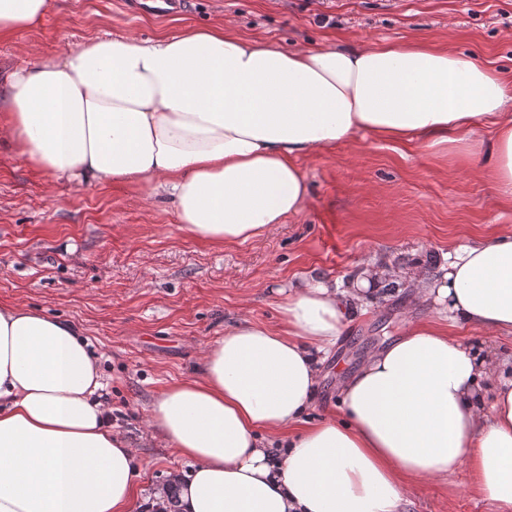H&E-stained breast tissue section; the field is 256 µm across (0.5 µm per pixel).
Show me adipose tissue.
Wrapping results in <instances>:
<instances>
[{
	"mask_svg": "<svg viewBox=\"0 0 512 512\" xmlns=\"http://www.w3.org/2000/svg\"><path fill=\"white\" fill-rule=\"evenodd\" d=\"M48 6L0 0V35ZM510 107L512 87L460 51L291 49L225 22L150 42L96 37L10 72L0 136L49 177L164 191L182 230L233 244L300 214L298 157L360 131L399 143L494 120L490 174L512 198ZM387 276L305 284L281 300L278 326L246 322L210 343L198 375L152 401V428L193 464L155 498L177 512H400L412 487L464 466L477 494L512 512V378L458 336L512 335L511 226L449 252L433 281L411 269L436 319L367 357L339 390V417L308 419L321 356ZM101 387L75 326L0 306V512H135L140 463Z\"/></svg>",
	"mask_w": 512,
	"mask_h": 512,
	"instance_id": "ef3b65f1",
	"label": "adipose tissue"
}]
</instances>
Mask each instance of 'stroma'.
<instances>
[{"label":"stroma","mask_w":512,"mask_h":512,"mask_svg":"<svg viewBox=\"0 0 512 512\" xmlns=\"http://www.w3.org/2000/svg\"><path fill=\"white\" fill-rule=\"evenodd\" d=\"M227 19L242 37L302 49L435 42L512 84V0H190L163 18L128 12L121 0H49L41 22L0 36V75L25 66L32 50L52 56L106 33L152 39ZM493 132L480 123L460 151L435 135L395 144L358 134L300 159L309 185L302 213L260 239L225 245L183 232L164 199L138 186L56 181L0 144V305L85 330L112 424L142 464L140 500L150 502L169 472L188 468L161 435H146L151 403L194 375L227 325H278L280 291L390 270L322 367L311 412L322 418L346 375L411 322L434 318L432 305L413 303L407 272L439 275L448 251L512 225V202L499 199L476 149ZM470 483L464 469L426 482L405 512H493Z\"/></svg>","instance_id":"stroma-1"}]
</instances>
